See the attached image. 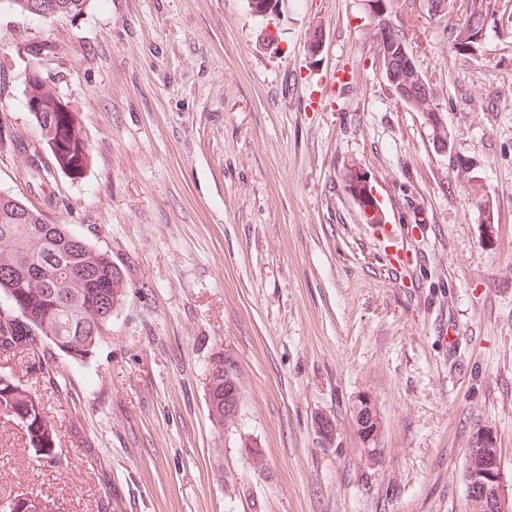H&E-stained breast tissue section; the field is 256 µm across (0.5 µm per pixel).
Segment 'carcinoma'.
<instances>
[{
  "label": "carcinoma",
  "mask_w": 512,
  "mask_h": 512,
  "mask_svg": "<svg viewBox=\"0 0 512 512\" xmlns=\"http://www.w3.org/2000/svg\"><path fill=\"white\" fill-rule=\"evenodd\" d=\"M8 6L24 13L31 12L30 4L39 5L44 18L66 14H79L87 0H5ZM446 9L458 8L463 22L449 33L452 48L470 34L477 35L491 17L489 0H444ZM423 78L413 59L394 69L387 84L395 90H413ZM405 106L431 119L437 108L431 93H417L408 98ZM51 125L57 137L60 158L49 166L39 156L35 143H24L0 125V142H8L25 157L27 185L38 196L40 205L6 193L0 195V296H5L9 307L0 316V355L10 353L14 358H27L29 367L43 375L56 371L49 342L64 355L80 360L92 354L99 343L112 335V317L127 293V282L112 256L73 234L65 224L47 222L45 210L57 207L62 199L44 191L54 179L53 169L72 178L80 177L90 162V155L82 134L80 115L73 105L66 112H52ZM455 165L468 187L472 203L485 215V224H495L493 201L485 193L480 176L466 161L455 158ZM362 222L383 224L378 207L370 200L355 199ZM31 209L25 214L22 206ZM224 367L210 371L214 393L208 406L215 426L222 428L234 424L235 418L224 416L221 393L224 391ZM12 412L27 417L24 426V447L31 449L36 458L50 467L62 464L57 448L56 425L36 392L16 380L12 374L0 371V413ZM44 502L33 492H22L0 500V512H28L25 505Z\"/></svg>",
  "instance_id": "carcinoma-1"
}]
</instances>
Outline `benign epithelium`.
Listing matches in <instances>:
<instances>
[{
	"label": "benign epithelium",
	"instance_id": "1",
	"mask_svg": "<svg viewBox=\"0 0 512 512\" xmlns=\"http://www.w3.org/2000/svg\"><path fill=\"white\" fill-rule=\"evenodd\" d=\"M409 58L406 45L398 50L380 53L379 70L391 72ZM240 393L232 379L224 378V413L235 415L240 410ZM357 428L363 439L370 442L374 439L380 418L375 402L368 396L361 397L354 408ZM314 429L325 445H330L336 437V426L329 416L319 413L313 421ZM468 454L483 462V471L474 472L467 478L468 488L480 493L488 499L490 512H512V492L503 481V460L500 448L497 447V433L491 427L481 430L478 446L468 449Z\"/></svg>",
	"mask_w": 512,
	"mask_h": 512
}]
</instances>
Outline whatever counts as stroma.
I'll list each match as a JSON object with an SVG mask.
<instances>
[{
	"label": "stroma",
	"mask_w": 512,
	"mask_h": 512,
	"mask_svg": "<svg viewBox=\"0 0 512 512\" xmlns=\"http://www.w3.org/2000/svg\"><path fill=\"white\" fill-rule=\"evenodd\" d=\"M459 12L395 0L452 153L376 63L366 0H90L43 19L0 8V123L38 139L34 69L80 112L90 164L48 210L108 251L127 296L112 334L56 387L19 361L57 423L61 466L0 422V498L50 512H465L469 438L496 429L512 487V18L475 55ZM324 45L310 53L308 33ZM495 204H471L454 158ZM363 170L386 213L363 223ZM241 393L208 415L209 372ZM381 418L366 460L353 404ZM329 415L324 445L313 419ZM220 371L222 373L220 374ZM215 373L217 376H215ZM229 371L225 372L223 366L216 365L210 371V382L213 391V402L211 405L208 404L209 416L215 426L223 428L224 426H230L234 424L237 417L225 416L224 413L229 415H235L240 410V393L237 385L232 381L231 377H227ZM226 374V376H225ZM224 391V405L221 399V393ZM216 394V395H215ZM36 501H39L40 503H43L44 505L46 503V501L41 496H39L38 494H35L33 492L18 493L14 496H10V497L0 500V512H28L29 508H24V506L28 502L32 503V502H36ZM40 503L39 504L33 503V504H35L38 511H41L43 509V506ZM44 512H48L47 506H46Z\"/></svg>",
	"instance_id": "35a3bbf8"
}]
</instances>
